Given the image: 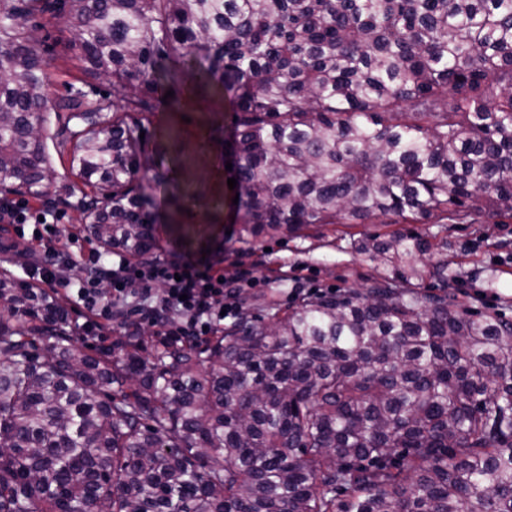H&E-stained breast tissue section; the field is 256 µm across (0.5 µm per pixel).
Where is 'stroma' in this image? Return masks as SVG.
I'll list each match as a JSON object with an SVG mask.
<instances>
[{
	"label": "stroma",
	"mask_w": 512,
	"mask_h": 512,
	"mask_svg": "<svg viewBox=\"0 0 512 512\" xmlns=\"http://www.w3.org/2000/svg\"><path fill=\"white\" fill-rule=\"evenodd\" d=\"M48 60L45 91L49 97L65 95L68 86L90 93L111 96L112 84L106 79L82 73L66 48L67 38L53 27L41 32ZM208 103L186 108L161 106L154 113L152 130L158 141H166L170 127L180 131V145L193 153L190 138L196 124L205 119ZM235 193L223 189L221 230L181 214L182 227L188 237H179L173 225L160 221V258L187 254L207 259L220 267L225 277H232L243 267L252 270L256 286L243 288L241 304L250 306L257 315L270 308L286 305L301 294L329 293L336 288H365L381 273L380 267L353 250L351 242L362 235L396 232L393 224H328L305 230L303 235H266L251 243L240 238L241 223L233 202ZM448 236V262L459 272L448 289L465 306L482 312L499 313L512 319V223L499 224L483 217L476 224H451L444 229Z\"/></svg>",
	"instance_id": "1"
}]
</instances>
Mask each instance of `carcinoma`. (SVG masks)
Segmentation results:
<instances>
[{"label":"carcinoma","mask_w":512,"mask_h":512,"mask_svg":"<svg viewBox=\"0 0 512 512\" xmlns=\"http://www.w3.org/2000/svg\"><path fill=\"white\" fill-rule=\"evenodd\" d=\"M37 17L112 99L46 94ZM169 90L229 104L248 237L512 221V0H0V201L53 186L153 259ZM435 238L353 240L364 290L89 348L0 268V512H512V320L461 309Z\"/></svg>","instance_id":"1"}]
</instances>
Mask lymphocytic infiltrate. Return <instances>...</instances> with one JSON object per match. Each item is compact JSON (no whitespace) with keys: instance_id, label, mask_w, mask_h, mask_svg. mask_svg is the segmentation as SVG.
<instances>
[{"instance_id":"obj_1","label":"lymphocytic infiltrate","mask_w":512,"mask_h":512,"mask_svg":"<svg viewBox=\"0 0 512 512\" xmlns=\"http://www.w3.org/2000/svg\"><path fill=\"white\" fill-rule=\"evenodd\" d=\"M0 222L15 227L14 237L0 241L1 253L16 250L19 239L25 237L45 244L41 265L24 266L26 276L39 278L50 289L63 287L68 298L87 309L99 310L106 320L113 318L116 306L136 305L142 319L164 336H206L218 330L226 302L236 299L242 286L251 281L249 271L227 279L214 266L200 270L185 258L155 260L133 268L112 266L102 262L97 251L75 252L70 246H58L56 240H43L40 231L26 233L28 215L16 204L0 203ZM61 253L80 270L76 281L58 282L55 266Z\"/></svg>"}]
</instances>
